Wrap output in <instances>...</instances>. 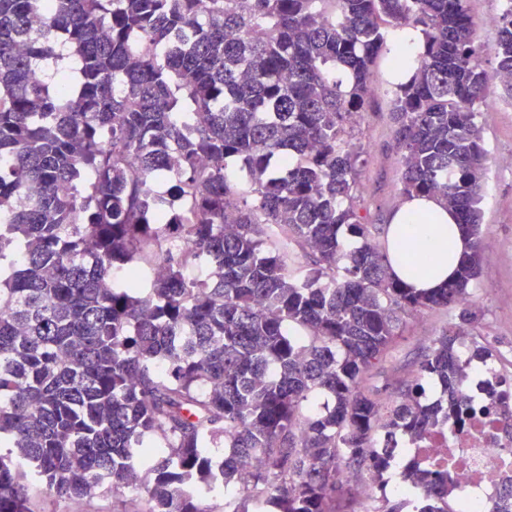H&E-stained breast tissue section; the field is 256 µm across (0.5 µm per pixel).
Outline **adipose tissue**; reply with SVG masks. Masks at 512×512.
I'll return each instance as SVG.
<instances>
[{"mask_svg": "<svg viewBox=\"0 0 512 512\" xmlns=\"http://www.w3.org/2000/svg\"><path fill=\"white\" fill-rule=\"evenodd\" d=\"M412 235L421 252L428 257L420 272L408 269L412 255L402 241ZM470 249L454 213L437 199L411 197L403 199L388 226L386 250L394 276L419 291H430L453 278L459 260Z\"/></svg>", "mask_w": 512, "mask_h": 512, "instance_id": "ef3b65f1", "label": "adipose tissue"}]
</instances>
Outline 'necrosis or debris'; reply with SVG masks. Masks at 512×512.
<instances>
[{
    "label": "necrosis or debris",
    "mask_w": 512,
    "mask_h": 512,
    "mask_svg": "<svg viewBox=\"0 0 512 512\" xmlns=\"http://www.w3.org/2000/svg\"><path fill=\"white\" fill-rule=\"evenodd\" d=\"M462 392L472 414L430 430L399 462L447 474L451 487L476 491L487 512L512 489V371L492 360L471 364Z\"/></svg>",
    "instance_id": "necrosis-or-debris-1"
}]
</instances>
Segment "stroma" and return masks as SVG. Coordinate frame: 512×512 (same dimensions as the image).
<instances>
[{"instance_id":"stroma-1","label":"stroma","mask_w":512,"mask_h":512,"mask_svg":"<svg viewBox=\"0 0 512 512\" xmlns=\"http://www.w3.org/2000/svg\"><path fill=\"white\" fill-rule=\"evenodd\" d=\"M478 21V41L484 47L482 66L489 74V92L477 108L487 163L483 183L482 263L473 281L468 307L427 310L407 320L400 336L365 385L376 390L412 379L421 354L449 328L480 337L503 362L512 361V167L501 165L512 157V99L494 76L495 31L483 27L486 16L498 15L499 0H469ZM373 93L356 124L354 140L365 161L359 191L360 214L370 224L372 239L384 244L391 215L401 202V154L393 139L391 120L395 81L388 58H381L372 78Z\"/></svg>"}]
</instances>
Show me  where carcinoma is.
<instances>
[{
  "label": "carcinoma",
  "instance_id": "carcinoma-1",
  "mask_svg": "<svg viewBox=\"0 0 512 512\" xmlns=\"http://www.w3.org/2000/svg\"><path fill=\"white\" fill-rule=\"evenodd\" d=\"M41 2L0 0V512H34L31 487L124 512H214L217 494L343 512L346 470L379 478L389 440L465 413L470 361L492 356L462 358L452 331L388 401L364 387L405 318L465 303L478 275L487 75L467 0H51L35 27ZM390 27L423 36L394 91L399 194L440 198L472 241L432 294L389 275L355 204L349 123ZM495 31L512 91V0ZM169 173L177 223L152 190ZM404 479L416 497L383 512H455L445 475Z\"/></svg>",
  "mask_w": 512,
  "mask_h": 512
}]
</instances>
